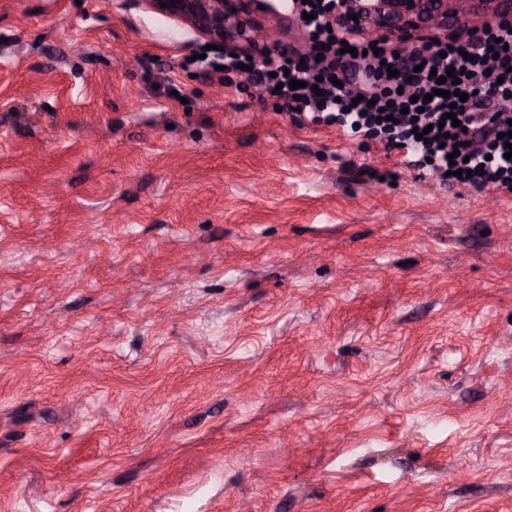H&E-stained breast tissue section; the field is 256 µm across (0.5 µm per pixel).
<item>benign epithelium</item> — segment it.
I'll list each match as a JSON object with an SVG mask.
<instances>
[{"instance_id":"obj_1","label":"benign epithelium","mask_w":512,"mask_h":512,"mask_svg":"<svg viewBox=\"0 0 512 512\" xmlns=\"http://www.w3.org/2000/svg\"><path fill=\"white\" fill-rule=\"evenodd\" d=\"M153 10L192 28L206 43L224 46L228 42L250 52L254 59L265 58L256 50L257 38L268 44L279 41L277 28L260 31L255 16L265 0H145ZM167 7H161V4ZM358 16V20L351 16ZM334 16L345 36L376 32L386 36L400 49L430 40L448 26L473 31L488 28L512 18V0H340Z\"/></svg>"}]
</instances>
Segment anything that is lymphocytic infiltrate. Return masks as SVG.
Wrapping results in <instances>:
<instances>
[{
	"instance_id": "f902f5d3",
	"label": "lymphocytic infiltrate",
	"mask_w": 512,
	"mask_h": 512,
	"mask_svg": "<svg viewBox=\"0 0 512 512\" xmlns=\"http://www.w3.org/2000/svg\"><path fill=\"white\" fill-rule=\"evenodd\" d=\"M337 0H307L304 26L310 53L246 62L225 51L226 72L248 63L262 93L305 116L311 125L335 126L353 139L381 142L412 157L416 168L441 184L493 187L512 193V159L503 133L512 131V20L468 34L436 39L401 57L375 54L370 42L343 39L336 30ZM300 81L291 89L290 81ZM466 93L451 105L448 94ZM455 113L456 124L445 121ZM426 130V139L417 131Z\"/></svg>"
}]
</instances>
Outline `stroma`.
Returning a JSON list of instances; mask_svg holds the SVG:
<instances>
[{
  "mask_svg": "<svg viewBox=\"0 0 512 512\" xmlns=\"http://www.w3.org/2000/svg\"><path fill=\"white\" fill-rule=\"evenodd\" d=\"M204 45L0 0V512H512V193Z\"/></svg>",
  "mask_w": 512,
  "mask_h": 512,
  "instance_id": "stroma-1",
  "label": "stroma"
}]
</instances>
